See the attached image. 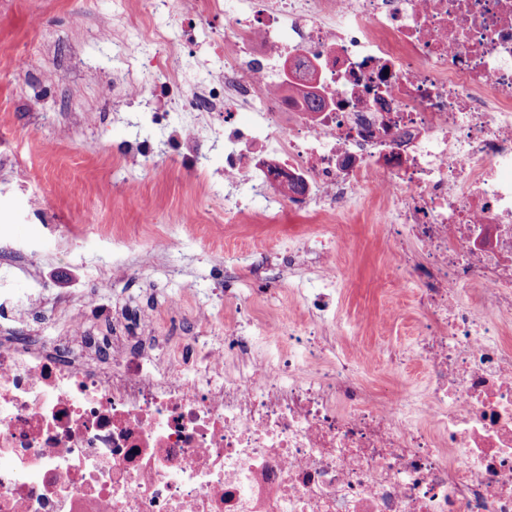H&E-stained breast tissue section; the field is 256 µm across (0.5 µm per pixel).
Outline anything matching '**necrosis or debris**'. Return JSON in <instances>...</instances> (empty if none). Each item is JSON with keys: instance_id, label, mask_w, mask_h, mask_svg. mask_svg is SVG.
Segmentation results:
<instances>
[{"instance_id": "obj_1", "label": "necrosis or debris", "mask_w": 512, "mask_h": 512, "mask_svg": "<svg viewBox=\"0 0 512 512\" xmlns=\"http://www.w3.org/2000/svg\"><path fill=\"white\" fill-rule=\"evenodd\" d=\"M148 10L224 16V72L190 100L222 113L224 179L267 191L270 222L378 200L425 382L379 393L338 347L331 249L300 320L253 317L300 254L257 245L224 320L173 332L150 308L137 335L50 341L1 323L0 512H512V0Z\"/></svg>"}]
</instances>
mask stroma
Masks as SVG:
<instances>
[{
	"label": "stroma",
	"mask_w": 512,
	"mask_h": 512,
	"mask_svg": "<svg viewBox=\"0 0 512 512\" xmlns=\"http://www.w3.org/2000/svg\"><path fill=\"white\" fill-rule=\"evenodd\" d=\"M142 3L0 0V242L19 253L0 262V288L34 279L47 291L34 300L40 307L54 292L123 306L129 333L148 301L162 310L176 296L182 309L225 313L215 254L233 263L245 288L253 245L278 247L319 221L309 213L269 223L265 197L250 192L242 222L224 226V144L213 129L202 131L195 156L184 155L167 137L190 124V113L164 106L161 86L138 99L113 95L123 61L111 37ZM27 50L36 60L21 74L15 63ZM147 213L153 223H144ZM329 228L343 240L336 259L349 270L340 315L358 326L342 347L412 349L423 316L411 296H400L394 323L381 320L392 298L388 241L374 205H358ZM372 363L382 391L418 388L425 376L413 358L394 369L382 356Z\"/></svg>",
	"instance_id": "35a3bbf8"
}]
</instances>
